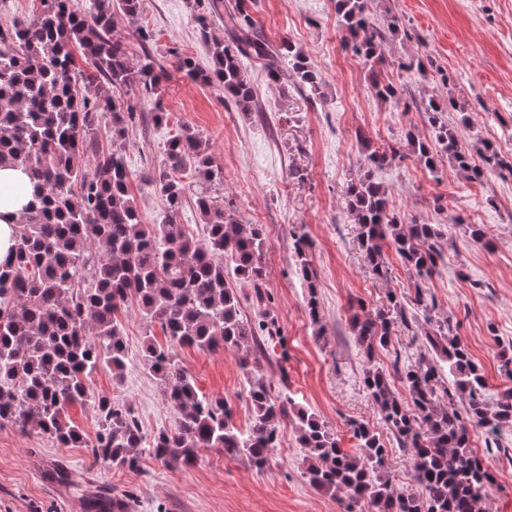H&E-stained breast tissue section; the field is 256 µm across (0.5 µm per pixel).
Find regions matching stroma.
I'll list each match as a JSON object with an SVG mask.
<instances>
[{
    "label": "stroma",
    "instance_id": "35a3bbf8",
    "mask_svg": "<svg viewBox=\"0 0 512 512\" xmlns=\"http://www.w3.org/2000/svg\"><path fill=\"white\" fill-rule=\"evenodd\" d=\"M250 12L272 50L285 42L301 47L325 80V96L312 100L269 82L264 62L248 73L258 92L253 111L243 112L215 86L192 82L177 69L179 57H194L201 67L210 59L186 0H145L135 19L115 12L130 62L153 54L164 75L160 98L166 121L152 119V98L130 91L138 121L125 145L132 174L130 192L143 223L161 224L167 205L141 175L165 159L164 146L182 127L195 129L209 147L224 181L203 186L194 170L181 209L173 216L202 236L197 192L231 207L245 224L264 225L270 246L263 257L261 288L242 280L233 267L224 275L239 300L240 315L254 322L264 313L277 320L284 353L266 352L254 371L270 383L273 394L290 395L296 406L315 413L356 452L349 423L369 425L388 450L389 475L397 488L416 491L409 454L399 448L363 386L372 365L391 370L394 358L412 363L422 350L426 322L398 330L388 348L365 355L349 334L351 306L367 312L386 308L388 292H406L411 280L393 249H386L387 279H378L359 247L358 227L348 214L345 191L354 178L360 142L393 144L409 128L425 137L433 131L416 107L379 102L368 91L369 70L343 48L335 0H252ZM375 21L398 18L400 30L387 34L383 74L407 86L415 97L455 98L465 109L448 115L466 145L488 143L512 156V0H374ZM152 32L143 44L140 29ZM421 60L424 73L410 63ZM394 212L405 224H437L444 260L426 282L437 313L456 323L459 340L486 378V396L495 401L512 379L500 371V350L512 344V177L487 173L479 182L440 164L429 173L413 159L392 160L377 170ZM487 231L486 243L474 242L469 225ZM306 231L314 241L308 255L313 281L296 267L292 236ZM317 297L319 322L308 314ZM129 360L122 376L101 368L92 374L91 397H107L130 407L146 435L174 428L177 414L162 386L140 357L147 336L166 338L138 308L122 319ZM174 354L196 378L200 390L227 399L237 425L249 417L248 384L236 352L174 347ZM472 448L482 455L495 483L482 512H512V428L492 437L472 434ZM72 473L68 483L47 478L55 464ZM292 418L280 423V444L264 471L246 458L232 459L217 448L200 449L188 465L170 467L141 453L131 471L95 461L89 449L67 448L47 436L0 426V512H84L83 499L101 490L128 503V512H342L336 499L316 490L306 474Z\"/></svg>",
    "mask_w": 512,
    "mask_h": 512
}]
</instances>
